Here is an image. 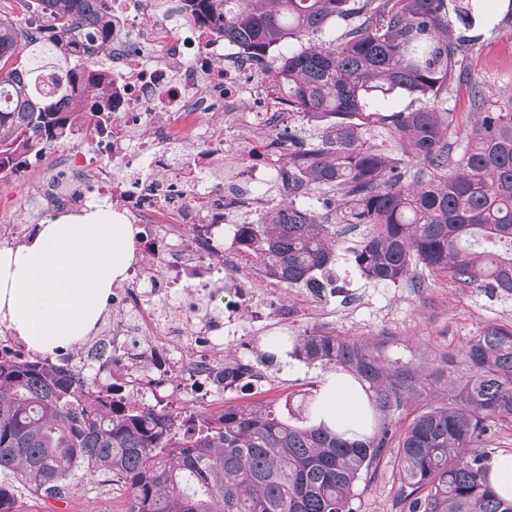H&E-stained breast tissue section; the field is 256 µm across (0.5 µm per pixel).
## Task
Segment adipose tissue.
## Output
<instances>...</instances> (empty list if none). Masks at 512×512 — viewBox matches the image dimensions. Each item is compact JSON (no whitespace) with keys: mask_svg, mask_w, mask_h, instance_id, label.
<instances>
[{"mask_svg":"<svg viewBox=\"0 0 512 512\" xmlns=\"http://www.w3.org/2000/svg\"><path fill=\"white\" fill-rule=\"evenodd\" d=\"M136 230L97 204L37 225L24 245L0 248V319L43 354L80 342L94 330L133 258ZM367 396L344 373L325 378L315 419L348 436L360 432Z\"/></svg>","mask_w":512,"mask_h":512,"instance_id":"adipose-tissue-1","label":"adipose tissue"}]
</instances>
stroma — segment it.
<instances>
[{
	"mask_svg": "<svg viewBox=\"0 0 512 512\" xmlns=\"http://www.w3.org/2000/svg\"><path fill=\"white\" fill-rule=\"evenodd\" d=\"M505 0H492L487 21L476 22L478 39L466 54L469 82L448 88L446 106L454 114L449 141L464 139L474 120L470 108V82L502 98L512 93V20L506 17ZM68 149L57 144L45 149L44 167L25 176L0 173V225L22 223L32 195L50 178L58 157ZM363 230L345 224L336 227V289L307 302L297 288L286 294L295 307L294 326L299 333L332 332L368 342L386 363H406L424 378L423 388L408 399L402 416L411 418L422 406L448 403L459 391L463 374L460 352L478 329L486 324L512 325V296L476 286H465L448 276L417 268L413 278L397 284L367 279L355 266L353 251ZM334 368L307 363L292 353L280 352L271 381L251 395L225 393L211 405L217 413L228 406L249 402L269 404L278 412H297L300 404L316 395ZM394 449H386L376 472L361 477L355 492L356 512H400L399 477ZM130 491L106 477L79 482L63 499L28 494L19 502L20 512H124Z\"/></svg>",
	"mask_w": 512,
	"mask_h": 512,
	"instance_id": "obj_1",
	"label": "stroma"
}]
</instances>
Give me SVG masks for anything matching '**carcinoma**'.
Returning a JSON list of instances; mask_svg holds the SVG:
<instances>
[{
    "instance_id": "obj_1",
    "label": "carcinoma",
    "mask_w": 512,
    "mask_h": 512,
    "mask_svg": "<svg viewBox=\"0 0 512 512\" xmlns=\"http://www.w3.org/2000/svg\"><path fill=\"white\" fill-rule=\"evenodd\" d=\"M49 21L54 37L0 17V172L19 153L69 140L73 113L58 104L82 89L98 108L93 65L76 62L81 25L112 37L106 0H19ZM192 18L224 32L247 57L288 83L296 112L336 115L311 160L292 155L288 201L247 239L287 288L308 285L333 263L336 225L306 195L341 192L338 221L364 225L354 260L370 280L396 283L421 265L464 284L512 295V96L489 103L475 83L477 121L448 141L444 107L455 67L484 0H182ZM344 34L325 39L332 24ZM290 41L288 53L273 48ZM420 102L379 122L407 159L381 152L351 121L389 95ZM298 355L354 372L369 384L371 433L344 439L323 425H294L263 405L182 417L154 407L116 408L97 399L93 377L46 357L0 360V512H18L24 491L61 498L83 472L131 492L126 512H354V488L397 447L406 512H512L488 485L483 441L512 424V325L487 324L463 349L457 398L420 409L405 429L393 417L418 392L417 372L392 367L362 342L330 332L297 338Z\"/></svg>"
}]
</instances>
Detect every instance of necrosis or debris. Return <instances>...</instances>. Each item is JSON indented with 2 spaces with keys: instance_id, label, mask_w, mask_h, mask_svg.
Returning a JSON list of instances; mask_svg holds the SVG:
<instances>
[{
  "instance_id": "4bbe7bcc",
  "label": "necrosis or debris",
  "mask_w": 512,
  "mask_h": 512,
  "mask_svg": "<svg viewBox=\"0 0 512 512\" xmlns=\"http://www.w3.org/2000/svg\"><path fill=\"white\" fill-rule=\"evenodd\" d=\"M109 12L111 39H84L79 53L103 62L112 129L75 120L37 215L103 204L138 229L95 338L120 357L98 389L122 386L141 407L204 406L224 394L216 374L237 371L229 350L241 337L257 349L270 326L292 322L279 278L243 235L288 193L276 135L288 106L180 0H112ZM205 274L223 281V299L199 301L188 282Z\"/></svg>"
}]
</instances>
